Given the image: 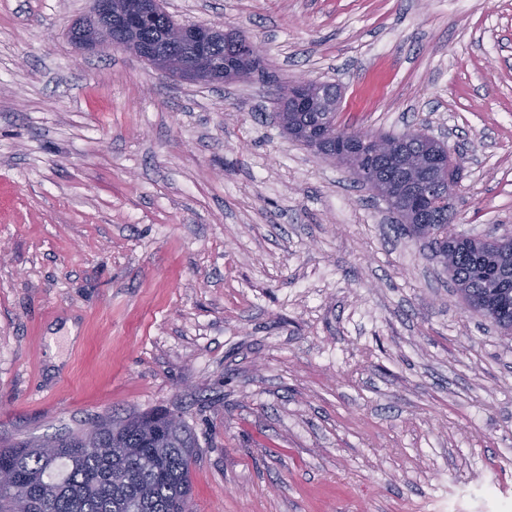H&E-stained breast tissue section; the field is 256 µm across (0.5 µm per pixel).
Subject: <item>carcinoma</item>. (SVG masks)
<instances>
[{
  "label": "carcinoma",
  "instance_id": "cac0c4a2",
  "mask_svg": "<svg viewBox=\"0 0 512 512\" xmlns=\"http://www.w3.org/2000/svg\"><path fill=\"white\" fill-rule=\"evenodd\" d=\"M177 26L160 2L145 40L166 50L168 34ZM225 52L223 38L211 41L217 80L224 79ZM274 119L292 139L312 147L297 113L276 112ZM325 123L338 137L358 136L356 162L365 180L400 191L402 170L392 155L378 150L379 134L343 127L334 112L325 115ZM408 149L419 154L448 151L426 134ZM406 228L429 238L439 253H448V275L468 310L512 335V238H451L443 224ZM124 421L116 433L105 424L90 436H61L48 456L27 441L1 447L0 474H9L11 484L7 493H0V512H191L190 466L196 444L186 426L171 425V415L162 412L132 414Z\"/></svg>",
  "mask_w": 512,
  "mask_h": 512
}]
</instances>
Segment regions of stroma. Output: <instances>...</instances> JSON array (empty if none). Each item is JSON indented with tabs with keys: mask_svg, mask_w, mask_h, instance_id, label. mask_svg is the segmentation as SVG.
<instances>
[{
	"mask_svg": "<svg viewBox=\"0 0 512 512\" xmlns=\"http://www.w3.org/2000/svg\"><path fill=\"white\" fill-rule=\"evenodd\" d=\"M262 74L194 84L79 49L88 0H0V445L165 409L193 512H512V337L426 242L290 139L445 140L459 234L512 236V0H164ZM288 100L292 99L291 112H275L274 119L281 124L283 130L294 140L312 149V143L303 133L296 112H317L322 102V86L319 82L300 78L288 84Z\"/></svg>",
	"mask_w": 512,
	"mask_h": 512,
	"instance_id": "1",
	"label": "stroma"
}]
</instances>
